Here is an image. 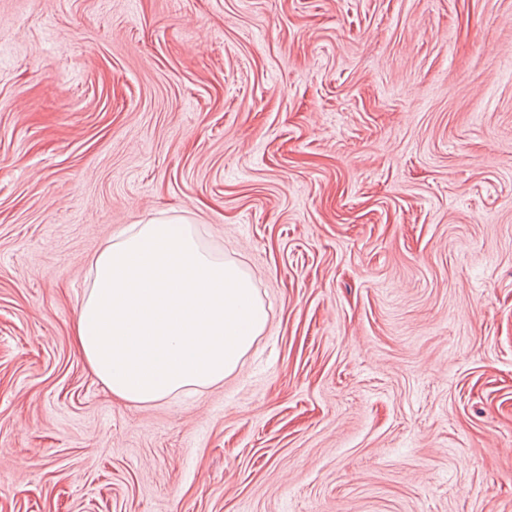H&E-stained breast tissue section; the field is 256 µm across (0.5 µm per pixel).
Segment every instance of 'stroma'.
Instances as JSON below:
<instances>
[{"label": "stroma", "instance_id": "obj_1", "mask_svg": "<svg viewBox=\"0 0 512 512\" xmlns=\"http://www.w3.org/2000/svg\"><path fill=\"white\" fill-rule=\"evenodd\" d=\"M161 213L269 320L135 406L72 327ZM0 512H512V0H0Z\"/></svg>", "mask_w": 512, "mask_h": 512}]
</instances>
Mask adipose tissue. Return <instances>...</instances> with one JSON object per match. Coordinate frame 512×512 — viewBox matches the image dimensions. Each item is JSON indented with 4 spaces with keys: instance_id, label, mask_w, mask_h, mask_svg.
I'll use <instances>...</instances> for the list:
<instances>
[{
    "instance_id": "adipose-tissue-1",
    "label": "adipose tissue",
    "mask_w": 512,
    "mask_h": 512,
    "mask_svg": "<svg viewBox=\"0 0 512 512\" xmlns=\"http://www.w3.org/2000/svg\"><path fill=\"white\" fill-rule=\"evenodd\" d=\"M90 272L73 346L112 397L129 404L223 382L267 325L250 274L207 252L180 218L124 228Z\"/></svg>"
}]
</instances>
